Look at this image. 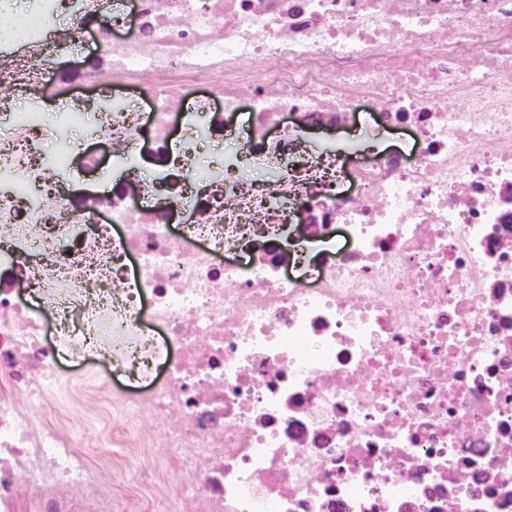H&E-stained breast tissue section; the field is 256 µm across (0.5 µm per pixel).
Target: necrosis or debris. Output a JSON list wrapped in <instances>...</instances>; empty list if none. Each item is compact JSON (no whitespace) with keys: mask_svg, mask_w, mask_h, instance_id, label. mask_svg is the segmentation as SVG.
Returning a JSON list of instances; mask_svg holds the SVG:
<instances>
[{"mask_svg":"<svg viewBox=\"0 0 512 512\" xmlns=\"http://www.w3.org/2000/svg\"><path fill=\"white\" fill-rule=\"evenodd\" d=\"M0 21V512H127L121 448L161 512H512V0ZM55 399L58 406L70 417V421L76 425L88 428L91 432H98L104 422L112 426V418L102 421L82 407L72 403L69 398V392L64 386H59L56 389Z\"/></svg>","mask_w":512,"mask_h":512,"instance_id":"4bbe7bcc","label":"necrosis or debris"}]
</instances>
